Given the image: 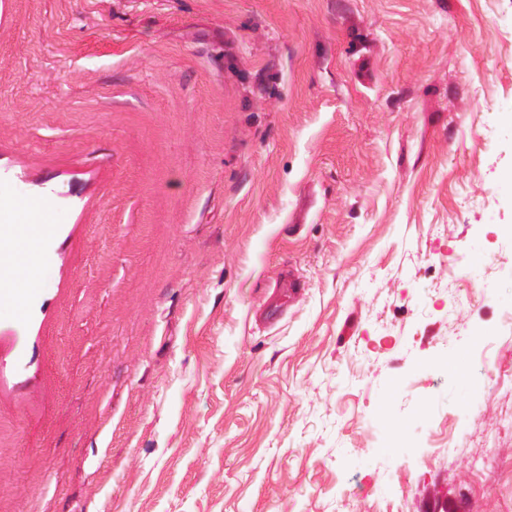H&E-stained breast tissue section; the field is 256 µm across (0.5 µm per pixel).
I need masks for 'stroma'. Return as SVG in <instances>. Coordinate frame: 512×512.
Returning a JSON list of instances; mask_svg holds the SVG:
<instances>
[{"mask_svg": "<svg viewBox=\"0 0 512 512\" xmlns=\"http://www.w3.org/2000/svg\"><path fill=\"white\" fill-rule=\"evenodd\" d=\"M0 190V512H512V0H0ZM0 205L13 215H24L30 210L37 212L41 224L55 223V203L49 196H0Z\"/></svg>", "mask_w": 512, "mask_h": 512, "instance_id": "stroma-1", "label": "stroma"}]
</instances>
